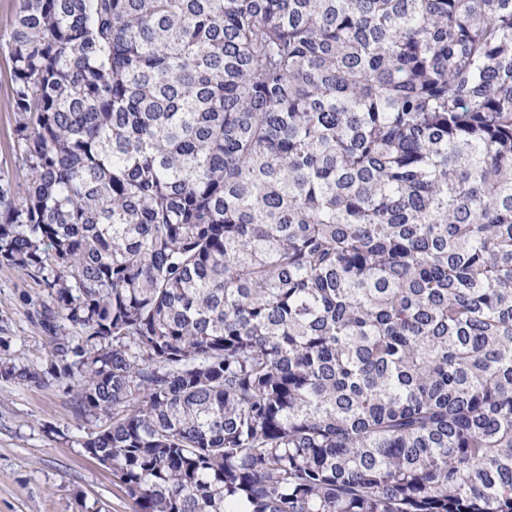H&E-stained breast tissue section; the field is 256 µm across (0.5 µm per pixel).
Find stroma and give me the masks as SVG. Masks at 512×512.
Listing matches in <instances>:
<instances>
[{
    "instance_id": "1",
    "label": "stroma",
    "mask_w": 512,
    "mask_h": 512,
    "mask_svg": "<svg viewBox=\"0 0 512 512\" xmlns=\"http://www.w3.org/2000/svg\"><path fill=\"white\" fill-rule=\"evenodd\" d=\"M7 51L0 44V166L16 167ZM51 299L25 272L0 266V364L49 371L54 339L38 313ZM72 385L23 386L0 376V512H133L110 470L82 446L98 420L77 418Z\"/></svg>"
}]
</instances>
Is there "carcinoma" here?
Listing matches in <instances>:
<instances>
[{
    "label": "carcinoma",
    "mask_w": 512,
    "mask_h": 512,
    "mask_svg": "<svg viewBox=\"0 0 512 512\" xmlns=\"http://www.w3.org/2000/svg\"><path fill=\"white\" fill-rule=\"evenodd\" d=\"M6 46L0 265L135 512H512V0H21Z\"/></svg>",
    "instance_id": "obj_1"
}]
</instances>
